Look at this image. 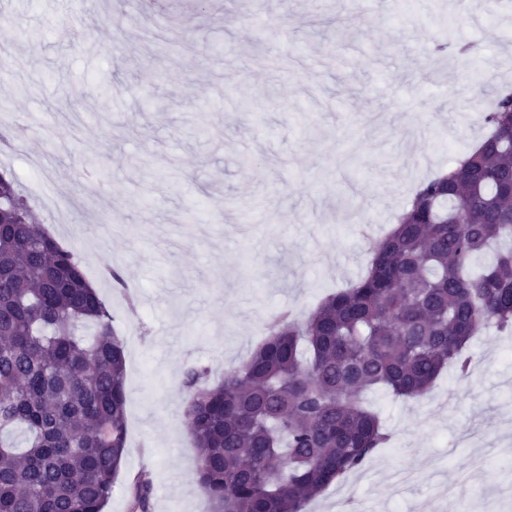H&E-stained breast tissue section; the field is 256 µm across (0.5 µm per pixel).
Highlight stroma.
<instances>
[{
  "mask_svg": "<svg viewBox=\"0 0 512 512\" xmlns=\"http://www.w3.org/2000/svg\"><path fill=\"white\" fill-rule=\"evenodd\" d=\"M0 0V114L26 128L7 159L22 194L71 205L60 230L126 342L128 448L104 512H130L127 477L149 467L153 512H206L182 385L245 361L269 319L306 318L364 274L417 186L490 129L482 95L512 81V28L494 0H401L381 24L338 25L336 0ZM473 43L477 52H442ZM369 231L362 241L361 231ZM122 266L127 294L105 273ZM491 331L471 377L441 374L417 399L363 395L393 440L310 501L371 512H512L472 461L512 449V359Z\"/></svg>",
  "mask_w": 512,
  "mask_h": 512,
  "instance_id": "1",
  "label": "stroma"
}]
</instances>
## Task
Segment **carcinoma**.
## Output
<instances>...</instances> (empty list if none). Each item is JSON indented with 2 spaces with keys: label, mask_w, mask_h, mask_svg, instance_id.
<instances>
[{
  "label": "carcinoma",
  "mask_w": 512,
  "mask_h": 512,
  "mask_svg": "<svg viewBox=\"0 0 512 512\" xmlns=\"http://www.w3.org/2000/svg\"><path fill=\"white\" fill-rule=\"evenodd\" d=\"M482 147L416 190L366 272L299 323L283 315L213 382L185 375L186 418L210 512H303L391 434L360 396L427 393L492 326L512 328V94ZM79 255L32 220L0 172V512H103L128 424L125 341ZM91 326L94 337L79 334ZM130 512L153 483L129 481Z\"/></svg>",
  "instance_id": "cac0c4a2"
}]
</instances>
